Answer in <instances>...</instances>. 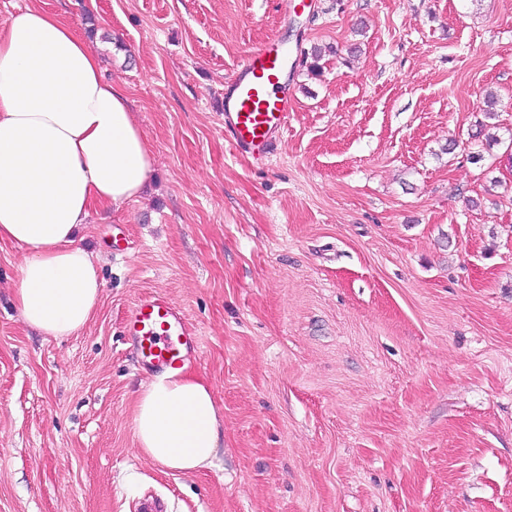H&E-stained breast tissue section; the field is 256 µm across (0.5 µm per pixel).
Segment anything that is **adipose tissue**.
I'll return each mask as SVG.
<instances>
[{"mask_svg":"<svg viewBox=\"0 0 512 512\" xmlns=\"http://www.w3.org/2000/svg\"><path fill=\"white\" fill-rule=\"evenodd\" d=\"M154 158L118 85L76 29L37 0L0 26V242L24 246L13 301L45 336L81 331L102 282L77 235L93 207L137 199ZM142 456L167 470L211 466L224 418L188 369L156 375L140 394Z\"/></svg>","mask_w":512,"mask_h":512,"instance_id":"adipose-tissue-1","label":"adipose tissue"}]
</instances>
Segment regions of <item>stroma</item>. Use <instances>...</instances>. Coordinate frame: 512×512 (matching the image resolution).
<instances>
[{"instance_id": "stroma-1", "label": "stroma", "mask_w": 512, "mask_h": 512, "mask_svg": "<svg viewBox=\"0 0 512 512\" xmlns=\"http://www.w3.org/2000/svg\"><path fill=\"white\" fill-rule=\"evenodd\" d=\"M44 4L155 167L81 231L103 288L77 334L24 327L25 250L0 243V512H512V0ZM272 36L301 52L262 159L225 134L224 87ZM147 294L199 336L224 414L195 473L138 450L152 374L123 325Z\"/></svg>"}]
</instances>
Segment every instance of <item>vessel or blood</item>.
Masks as SVG:
<instances>
[{
  "label": "vessel or blood",
  "mask_w": 512,
  "mask_h": 512,
  "mask_svg": "<svg viewBox=\"0 0 512 512\" xmlns=\"http://www.w3.org/2000/svg\"><path fill=\"white\" fill-rule=\"evenodd\" d=\"M288 59L276 39L251 50L224 91V111L238 146L270 152L273 139L284 131L294 105L280 90ZM126 335L136 342L143 367L175 370L191 347L197 346L182 312L166 297L149 294L130 308Z\"/></svg>",
  "instance_id": "vessel-or-blood-1"
}]
</instances>
